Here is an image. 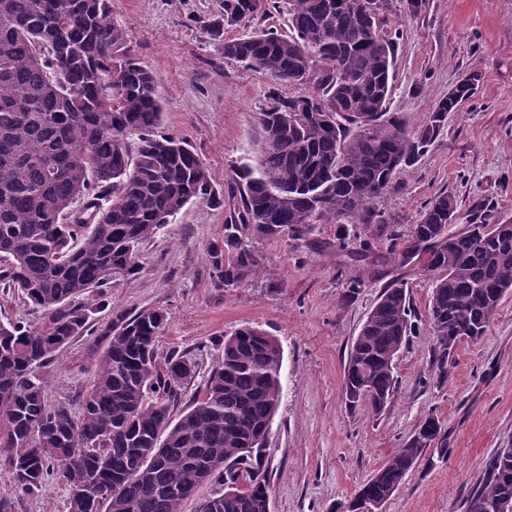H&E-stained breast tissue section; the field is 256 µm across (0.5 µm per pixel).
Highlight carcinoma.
I'll return each instance as SVG.
<instances>
[{"label":"carcinoma","instance_id":"1","mask_svg":"<svg viewBox=\"0 0 512 512\" xmlns=\"http://www.w3.org/2000/svg\"><path fill=\"white\" fill-rule=\"evenodd\" d=\"M293 36L226 30L268 14L250 0H218L208 24L224 58L260 71L294 94L275 93L261 112L255 168L227 193L185 141L156 132L162 104L149 71L131 55L108 0H0V291L19 295L43 322H0V456L15 491L37 497L53 476L69 489L68 512H183L208 482L223 486L200 512H267L266 445L257 437L281 401L283 353L257 326L215 341L218 359L203 388L173 415L196 363L158 343L161 310L117 311L93 347H103L78 412L50 400L38 371L89 332L81 296L108 282L104 266L139 273V244L166 228L192 200L241 206L224 220L210 262L218 284L257 274L252 243L301 237L322 220L383 224L376 205L475 92L478 73L439 99L416 130L389 111L394 42L381 32L392 0H281ZM385 5L374 13L373 4ZM116 78L112 85L105 79ZM137 142H130V136ZM76 198L97 211L84 224L67 212ZM452 195L431 200L404 240V260L438 271L428 303L440 373L462 340L484 335L512 291V219L450 231ZM404 284L383 290L348 354L350 409L379 413L395 388L394 365L410 330ZM446 436L424 418L358 492L340 504L386 501L430 446ZM512 499V439L486 460L465 512H494Z\"/></svg>","mask_w":512,"mask_h":512}]
</instances>
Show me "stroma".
Returning a JSON list of instances; mask_svg holds the SVG:
<instances>
[{"label":"stroma","mask_w":512,"mask_h":512,"mask_svg":"<svg viewBox=\"0 0 512 512\" xmlns=\"http://www.w3.org/2000/svg\"><path fill=\"white\" fill-rule=\"evenodd\" d=\"M111 19L133 55L151 72L163 106L160 133L187 139L216 190L254 165L262 141L260 114L272 80L226 60L207 25L217 0H110ZM383 30L397 47L389 108L416 129L436 102L471 70L475 96L378 201L382 224L321 222L300 240L256 243L257 274L216 286L209 250L224 237L236 201L215 208L188 204L174 224L143 242L141 271L114 277L104 300L89 298V322L104 329L113 312L159 309L167 325L159 353L178 349L198 366L182 403L200 394L215 364L213 343L242 325L274 336L283 352L282 395L268 436L271 512H339L426 416L438 418L447 452L425 451L384 512H464L485 461L512 439V292L486 333L458 345L440 377L428 330L431 273L418 260L391 259L392 239H406L429 200H457L456 233L469 224L512 219V0H425L414 17L393 12ZM351 242L339 249L336 236ZM359 293L345 300L349 280ZM404 282L412 332L396 359V388L380 414L349 410L344 365L350 346L382 289ZM96 358L91 339L75 337L44 377L52 399L77 406Z\"/></svg>","instance_id":"1"}]
</instances>
